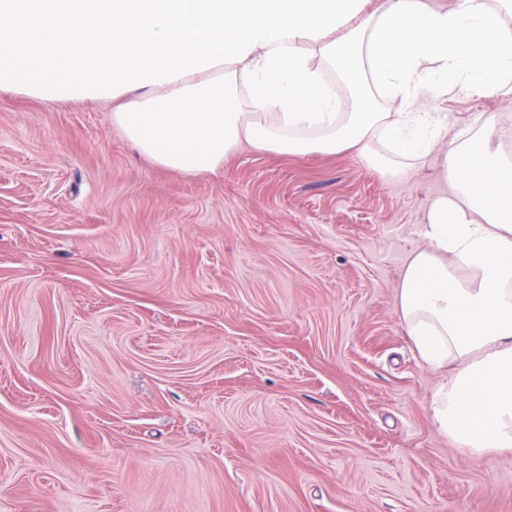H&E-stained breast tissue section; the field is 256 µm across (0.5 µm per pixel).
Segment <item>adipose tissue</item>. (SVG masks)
Returning <instances> with one entry per match:
<instances>
[{
    "instance_id": "ef3b65f1",
    "label": "adipose tissue",
    "mask_w": 512,
    "mask_h": 512,
    "mask_svg": "<svg viewBox=\"0 0 512 512\" xmlns=\"http://www.w3.org/2000/svg\"><path fill=\"white\" fill-rule=\"evenodd\" d=\"M456 87L512 89V0H0V91L115 102L113 126L159 167L214 172L246 142L353 149L396 181L397 158L440 150L453 194L429 207L398 310L426 365L457 362L433 419L480 456L512 451V154L418 111Z\"/></svg>"
}]
</instances>
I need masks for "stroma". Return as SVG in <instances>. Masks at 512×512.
Wrapping results in <instances>:
<instances>
[{"label": "stroma", "mask_w": 512, "mask_h": 512, "mask_svg": "<svg viewBox=\"0 0 512 512\" xmlns=\"http://www.w3.org/2000/svg\"><path fill=\"white\" fill-rule=\"evenodd\" d=\"M422 111L511 131L512 94ZM111 105L0 92V512H512L397 307L437 155L154 165Z\"/></svg>", "instance_id": "stroma-1"}]
</instances>
